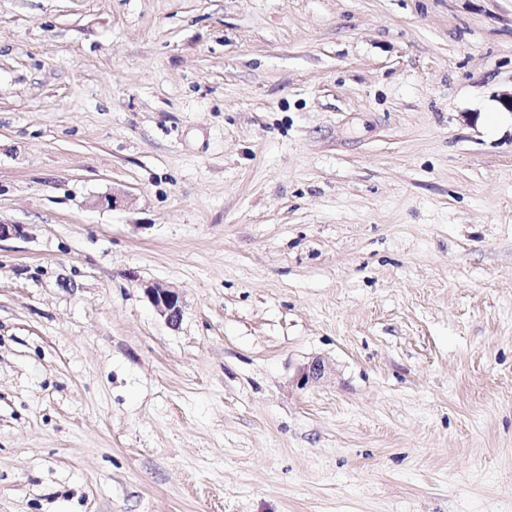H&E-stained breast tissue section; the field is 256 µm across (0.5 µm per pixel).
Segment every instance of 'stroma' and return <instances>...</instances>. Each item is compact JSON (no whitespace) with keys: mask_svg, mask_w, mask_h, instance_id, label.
Wrapping results in <instances>:
<instances>
[{"mask_svg":"<svg viewBox=\"0 0 512 512\" xmlns=\"http://www.w3.org/2000/svg\"><path fill=\"white\" fill-rule=\"evenodd\" d=\"M511 92L512 0H0V512H512ZM144 292L155 311L170 327H177L182 318L181 299L178 291L160 284H150Z\"/></svg>","mask_w":512,"mask_h":512,"instance_id":"stroma-1","label":"stroma"}]
</instances>
